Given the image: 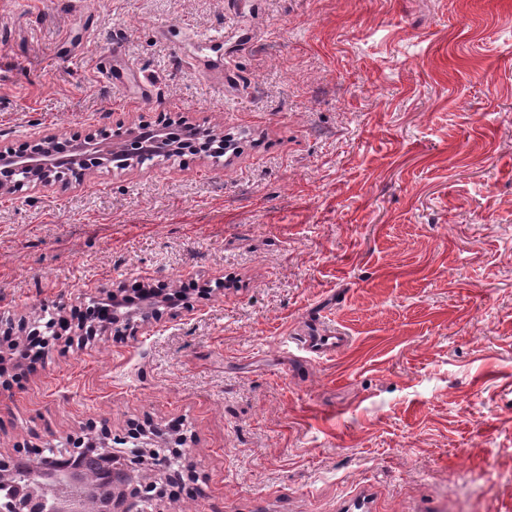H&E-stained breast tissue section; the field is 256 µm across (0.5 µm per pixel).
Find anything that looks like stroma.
<instances>
[{"instance_id": "1", "label": "stroma", "mask_w": 512, "mask_h": 512, "mask_svg": "<svg viewBox=\"0 0 512 512\" xmlns=\"http://www.w3.org/2000/svg\"><path fill=\"white\" fill-rule=\"evenodd\" d=\"M180 116L238 153L0 195L5 315L209 287L1 379L0 460L176 424L161 512H512V0H0V145ZM301 348L312 354L328 355L331 352L338 353L348 345V337L336 331H318L300 336L297 339Z\"/></svg>"}]
</instances>
